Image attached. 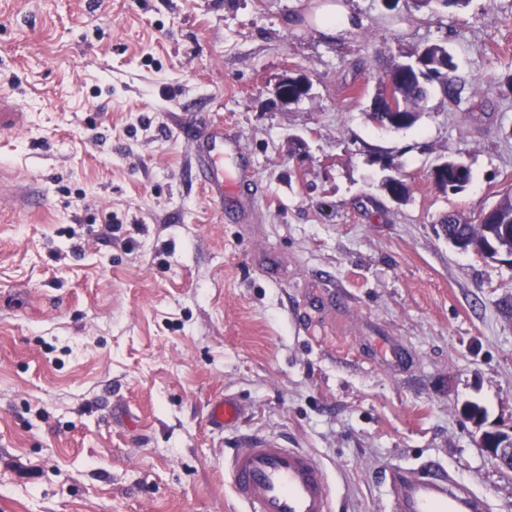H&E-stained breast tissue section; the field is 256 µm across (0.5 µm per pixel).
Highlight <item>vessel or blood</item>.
Wrapping results in <instances>:
<instances>
[{"mask_svg":"<svg viewBox=\"0 0 512 512\" xmlns=\"http://www.w3.org/2000/svg\"><path fill=\"white\" fill-rule=\"evenodd\" d=\"M200 156L197 177L211 196L224 199L244 189L242 171L224 170L225 157L239 147L221 129L198 132ZM45 196L35 184L0 182V209L34 213L43 208ZM243 409L230 396L214 400L209 423L234 430ZM391 491V512H488L486 500L457 482L437 461L417 467L392 463L384 470ZM224 482L240 512H332L333 488L317 457L305 448L286 447L269 435L240 436L224 457Z\"/></svg>","mask_w":512,"mask_h":512,"instance_id":"b4317fda","label":"vessel or blood"}]
</instances>
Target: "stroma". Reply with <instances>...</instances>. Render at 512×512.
Listing matches in <instances>:
<instances>
[{
	"instance_id": "35a3bbf8",
	"label": "stroma",
	"mask_w": 512,
	"mask_h": 512,
	"mask_svg": "<svg viewBox=\"0 0 512 512\" xmlns=\"http://www.w3.org/2000/svg\"><path fill=\"white\" fill-rule=\"evenodd\" d=\"M349 3L360 25L328 41L314 0H0V106L23 115L0 175L46 200L0 211V512H230L234 435L207 421L226 395L242 431L316 455L333 512H388L385 465L435 457L512 512L461 414L512 427V264L436 232L512 188V0ZM435 42L462 101L435 87L410 128L375 124L380 75ZM290 71L312 87L283 104ZM214 125L254 200L197 182ZM450 156L456 195L429 177ZM456 164H462L465 167V174L459 176L455 173L454 166ZM471 170L463 162L458 161L452 157H448V171L446 174H440L439 180H434V183L438 189L448 194H458L466 190L467 185L471 181Z\"/></svg>"
}]
</instances>
